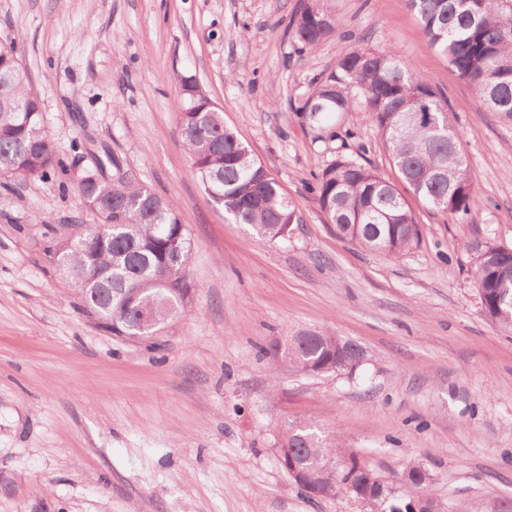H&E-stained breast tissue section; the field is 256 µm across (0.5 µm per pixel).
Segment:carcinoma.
I'll return each mask as SVG.
<instances>
[{
	"instance_id": "cac0c4a2",
	"label": "carcinoma",
	"mask_w": 512,
	"mask_h": 512,
	"mask_svg": "<svg viewBox=\"0 0 512 512\" xmlns=\"http://www.w3.org/2000/svg\"><path fill=\"white\" fill-rule=\"evenodd\" d=\"M407 2L429 46L473 88L480 107L512 116V0ZM289 27L301 48L320 46L336 31L329 0H298ZM353 89L364 100L391 167L417 198L451 216L467 215L479 205L447 98L391 52L353 48L297 111L311 112L318 105L323 112H351ZM209 103L195 79L180 80L179 131L205 194L231 222L249 225L270 242L286 238L291 226L302 222L298 206ZM92 159L76 190L98 223L73 225L67 240L57 237L56 225H43L47 252L62 287L79 288L88 317L116 337L150 339L192 302L191 241L174 202L138 182L110 153H94ZM59 169L66 166L45 129L19 49L12 41H0V175L49 181ZM311 191L336 234L362 248L398 258L418 241L419 227L407 201L372 167L335 159L316 176ZM470 249L476 253L473 278L485 312L511 327L512 248L485 243ZM340 345L348 342L328 332L304 331L288 338V352L273 354L305 375L351 377L358 366L332 367ZM280 447L288 449L280 462H303L321 474L326 462L343 453L336 438L302 422L288 425ZM349 461V471L336 470V489L351 485L353 497L380 490L378 512H413V499H434L432 475L425 468L406 466L398 483L407 496L399 499L393 484L357 458Z\"/></svg>"
}]
</instances>
